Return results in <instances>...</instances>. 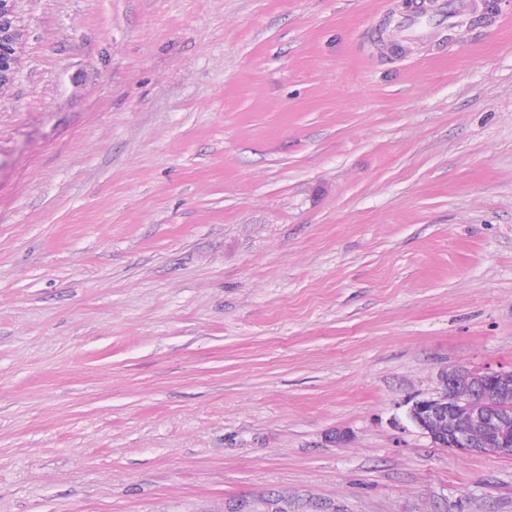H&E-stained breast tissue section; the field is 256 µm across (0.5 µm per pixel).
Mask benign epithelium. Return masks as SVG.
Here are the masks:
<instances>
[{
  "instance_id": "obj_1",
  "label": "benign epithelium",
  "mask_w": 512,
  "mask_h": 512,
  "mask_svg": "<svg viewBox=\"0 0 512 512\" xmlns=\"http://www.w3.org/2000/svg\"><path fill=\"white\" fill-rule=\"evenodd\" d=\"M15 0H0V89L13 79L16 65V47L20 39L14 23ZM469 378L472 393L485 385H496L495 404L474 405L471 398L461 397L456 390L461 376ZM441 391L430 397L413 401L407 410V419L431 440L451 451L473 455L494 454L512 457V444L497 448L490 438L500 434L503 422L497 410L512 406V369L484 372H463L459 369L441 373Z\"/></svg>"
}]
</instances>
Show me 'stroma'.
Listing matches in <instances>:
<instances>
[{"mask_svg": "<svg viewBox=\"0 0 512 512\" xmlns=\"http://www.w3.org/2000/svg\"><path fill=\"white\" fill-rule=\"evenodd\" d=\"M17 0L0 512H512L410 424L512 369V0ZM470 6V0H435L429 5L433 8V13L429 16L434 17L435 24L444 25L454 21L458 14L468 11ZM422 10L401 13L398 18L399 33L403 40L419 42L426 40L435 29L426 22L427 15Z\"/></svg>", "mask_w": 512, "mask_h": 512, "instance_id": "1", "label": "stroma"}]
</instances>
